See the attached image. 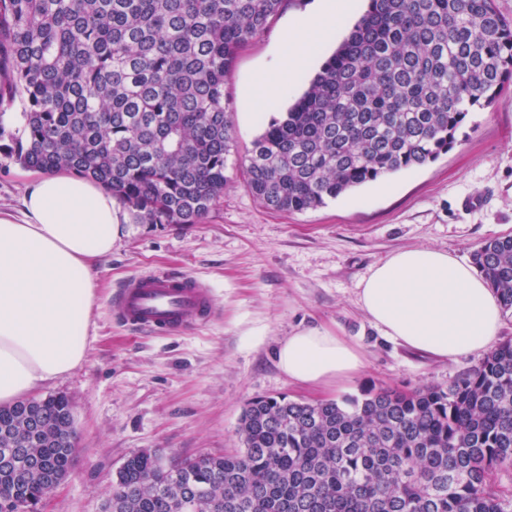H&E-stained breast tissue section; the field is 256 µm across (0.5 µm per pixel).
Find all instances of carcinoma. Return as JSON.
I'll return each instance as SVG.
<instances>
[{
	"mask_svg": "<svg viewBox=\"0 0 512 512\" xmlns=\"http://www.w3.org/2000/svg\"><path fill=\"white\" fill-rule=\"evenodd\" d=\"M285 0H0V156L95 180L135 224H197L224 194L225 92L239 50ZM512 86V23L494 0H369L366 13L242 169L272 211L316 209L436 161ZM21 103L12 125L4 107ZM473 264L512 312V235ZM62 395L0 406V500L38 504L75 462ZM241 448L166 463L143 450L103 512H508L512 338L448 384L340 401L257 397Z\"/></svg>",
	"mask_w": 512,
	"mask_h": 512,
	"instance_id": "cac0c4a2",
	"label": "carcinoma"
}]
</instances>
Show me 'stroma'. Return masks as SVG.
Here are the masks:
<instances>
[{
	"label": "stroma",
	"mask_w": 512,
	"mask_h": 512,
	"mask_svg": "<svg viewBox=\"0 0 512 512\" xmlns=\"http://www.w3.org/2000/svg\"><path fill=\"white\" fill-rule=\"evenodd\" d=\"M314 0H287L243 48L227 78L235 152L217 205L198 224H128L97 267L85 362L42 389L72 406L79 452L39 512H103L113 478L133 454L190 459L239 448L248 401L288 395L319 401L390 386L444 383L479 356L435 360L384 336L357 304V286L396 250L433 247L462 261L486 239L512 234V88L471 113L461 145L434 162L356 188L299 213L265 209L246 188L241 158L267 115L241 107L255 74L275 60L288 22ZM178 270L207 281L217 316L204 328L151 335L119 324L116 289L129 276ZM325 325L366 354L340 389L288 383L275 360L280 339Z\"/></svg>",
	"instance_id": "1"
}]
</instances>
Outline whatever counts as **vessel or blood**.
I'll use <instances>...</instances> for the list:
<instances>
[{
  "mask_svg": "<svg viewBox=\"0 0 512 512\" xmlns=\"http://www.w3.org/2000/svg\"><path fill=\"white\" fill-rule=\"evenodd\" d=\"M114 311L119 322L149 334H181L207 325L215 314L211 287L181 272L159 271L129 277Z\"/></svg>",
  "mask_w": 512,
  "mask_h": 512,
  "instance_id": "b4317fda",
  "label": "vessel or blood"
}]
</instances>
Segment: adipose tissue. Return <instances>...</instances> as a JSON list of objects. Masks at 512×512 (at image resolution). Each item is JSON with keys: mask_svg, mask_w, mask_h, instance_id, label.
<instances>
[{"mask_svg": "<svg viewBox=\"0 0 512 512\" xmlns=\"http://www.w3.org/2000/svg\"><path fill=\"white\" fill-rule=\"evenodd\" d=\"M359 2L317 0L290 28L275 64L247 89L244 108L275 106ZM125 219L111 191L65 170L29 173L19 216L0 214V404L85 361L95 263L111 254ZM357 302L383 335L438 360L487 350L501 327L499 300L478 271L432 248L400 249L374 265ZM275 353L289 383L324 389L365 365L359 344L324 326L293 331Z\"/></svg>", "mask_w": 512, "mask_h": 512, "instance_id": "1", "label": "adipose tissue"}]
</instances>
